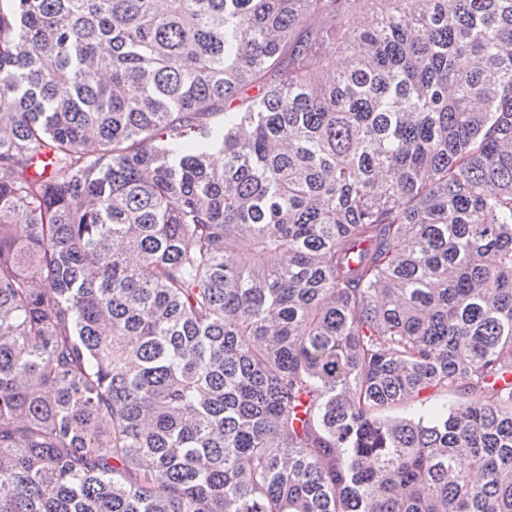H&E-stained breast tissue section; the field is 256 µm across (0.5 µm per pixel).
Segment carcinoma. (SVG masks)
Masks as SVG:
<instances>
[{
  "label": "carcinoma",
  "instance_id": "carcinoma-1",
  "mask_svg": "<svg viewBox=\"0 0 512 512\" xmlns=\"http://www.w3.org/2000/svg\"><path fill=\"white\" fill-rule=\"evenodd\" d=\"M507 375L512 0H0V512H512Z\"/></svg>",
  "mask_w": 512,
  "mask_h": 512
}]
</instances>
